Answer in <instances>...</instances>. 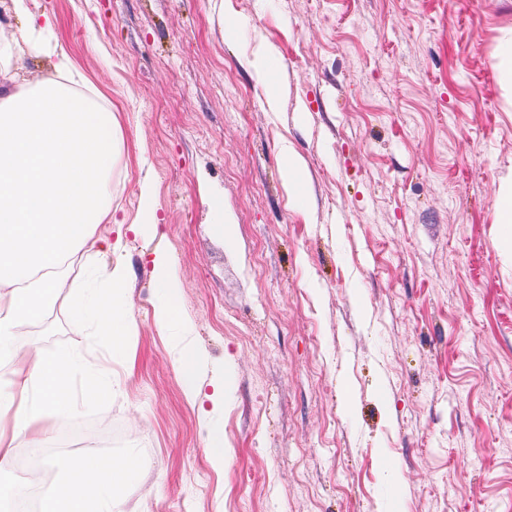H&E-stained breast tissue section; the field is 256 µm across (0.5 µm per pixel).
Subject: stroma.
<instances>
[{"label": "stroma", "mask_w": 512, "mask_h": 512, "mask_svg": "<svg viewBox=\"0 0 512 512\" xmlns=\"http://www.w3.org/2000/svg\"><path fill=\"white\" fill-rule=\"evenodd\" d=\"M28 6L120 126L114 218L132 224L146 172L161 231L123 239L127 356L96 348L123 391L57 436L78 426L82 449L138 456L140 512H512V229L494 207L512 172V92L494 66L512 0ZM261 47L272 104L250 65ZM288 149L310 208L283 177ZM215 197L234 238L211 222ZM157 249L221 410L186 400L155 323ZM111 261L78 253L71 288L18 344L96 347L70 304Z\"/></svg>", "instance_id": "35a3bbf8"}]
</instances>
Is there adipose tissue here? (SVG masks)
<instances>
[{
	"label": "adipose tissue",
	"instance_id": "adipose-tissue-1",
	"mask_svg": "<svg viewBox=\"0 0 512 512\" xmlns=\"http://www.w3.org/2000/svg\"><path fill=\"white\" fill-rule=\"evenodd\" d=\"M0 8L27 19L23 33L0 23V471L10 465L19 439L41 444L60 420L87 403L115 394L110 375L69 349L52 354L14 340L39 321L68 285V261L77 252L121 251L122 239L95 237L92 228L112 221V159L122 141L110 127L100 93L82 92V75L58 53L54 77L17 83L14 68L24 55L47 53L55 26L38 18L28 0H0ZM153 276L161 301V329L179 324L174 301L181 288L170 255L155 251ZM129 270L115 263L102 274L104 286L77 295L71 306L75 328L93 325L113 354L124 355L135 332L125 294ZM176 364L188 401L224 406V390L204 394L198 379L200 355L192 344L175 345ZM83 373L73 390V373ZM61 478L44 512H136L118 494L142 467L133 455L102 457L86 451L60 461Z\"/></svg>",
	"mask_w": 512,
	"mask_h": 512
}]
</instances>
